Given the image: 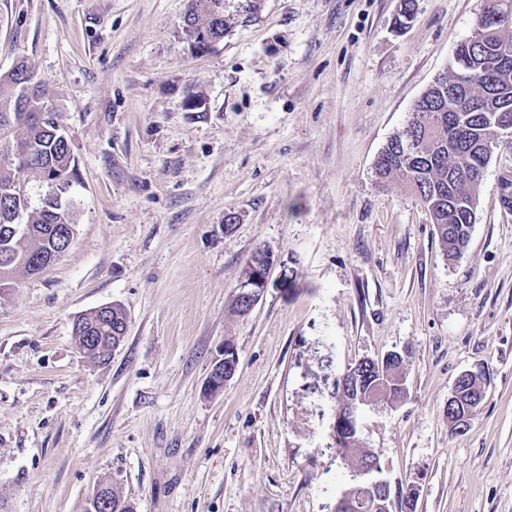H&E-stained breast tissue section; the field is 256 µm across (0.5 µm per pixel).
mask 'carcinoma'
<instances>
[{
  "instance_id": "obj_1",
  "label": "carcinoma",
  "mask_w": 512,
  "mask_h": 512,
  "mask_svg": "<svg viewBox=\"0 0 512 512\" xmlns=\"http://www.w3.org/2000/svg\"><path fill=\"white\" fill-rule=\"evenodd\" d=\"M223 0H189L181 29L189 49L205 52L209 41L224 39ZM512 9V0H483L471 38L458 44L454 62L457 71L431 85L414 107L405 130L391 138L374 163L381 183L394 175L406 182L427 210L444 256L461 257L471 232L470 217L476 215L478 187L493 150L499 143L498 125L512 126V25L496 21L495 3ZM48 83L34 78L20 62L0 74V270L11 279L29 275L27 255L48 257L61 245L66 226H76L73 210L62 203L74 171L69 142L56 121ZM33 172L47 186L41 206L29 211L26 193L14 189L20 175ZM116 307L110 316L91 312L73 327L81 340L94 337L88 358L102 363L116 342L119 321ZM350 379H338L341 398L397 401L404 396L399 360L362 359L352 365ZM484 398V384L470 376L458 390L457 403L473 411ZM337 445L345 453L360 454L362 467H380V455L361 447L358 423L346 422L337 429ZM341 499L357 505L355 512H391L389 485L374 490L355 484Z\"/></svg>"
}]
</instances>
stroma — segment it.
I'll use <instances>...</instances> for the list:
<instances>
[{
    "label": "stroma",
    "instance_id": "obj_1",
    "mask_svg": "<svg viewBox=\"0 0 512 512\" xmlns=\"http://www.w3.org/2000/svg\"><path fill=\"white\" fill-rule=\"evenodd\" d=\"M481 3L416 0L399 29L401 0H224L223 41L196 55L188 0H0V74L23 61L51 85L77 221L0 294V512H86L102 482L135 512H335L360 479L336 378L391 351L407 393L359 430L392 512H512V146L453 263L419 200L373 174ZM260 247L272 285L241 315ZM107 304L127 333L95 363L73 326ZM227 344L238 369L208 394ZM465 371L485 397L457 432ZM338 440L337 445L345 453H359L360 462L363 468L377 467L378 471L381 470L380 455L373 448H361V440L358 430V422H346V425L337 429Z\"/></svg>",
    "mask_w": 512,
    "mask_h": 512
}]
</instances>
